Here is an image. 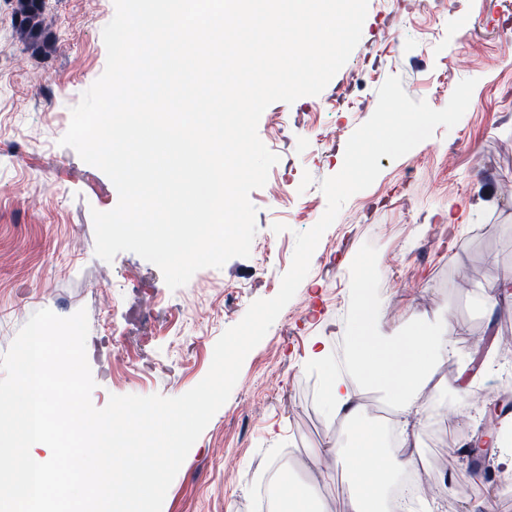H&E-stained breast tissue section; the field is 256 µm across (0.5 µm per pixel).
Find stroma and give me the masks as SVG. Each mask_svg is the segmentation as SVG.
<instances>
[{"label":"stroma","mask_w":512,"mask_h":512,"mask_svg":"<svg viewBox=\"0 0 512 512\" xmlns=\"http://www.w3.org/2000/svg\"><path fill=\"white\" fill-rule=\"evenodd\" d=\"M45 56L14 43L0 52V356L42 309H86L91 401L110 395L176 397L208 373L214 346L249 305L273 298L296 233L327 207L321 183L343 165L346 143L373 114L378 90L399 77L412 99L444 108L476 79L453 128L403 157H381L374 183L351 196L323 234L307 276L245 358L227 402L190 449L162 512H255L254 492L274 469L319 475L313 448L344 439L324 410L320 376L305 366L312 337L336 347L347 332L351 284L370 282L378 328L392 335L448 312L453 353L439 377L466 381L434 396L446 417L420 433L435 512H512V452L495 441L494 481L462 450L485 434L489 408L512 395V307L486 314L491 281L512 272V0H369L362 37L316 96L272 103L258 135L279 161L250 194L257 231L249 257L205 268L177 290L132 252L95 254L93 211L118 203L110 179L61 145L71 110L103 74V28L113 0H46ZM335 140H327L328 132ZM285 193L273 198L271 189Z\"/></svg>","instance_id":"stroma-1"}]
</instances>
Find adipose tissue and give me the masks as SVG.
<instances>
[{"label":"adipose tissue","instance_id":"obj_1","mask_svg":"<svg viewBox=\"0 0 512 512\" xmlns=\"http://www.w3.org/2000/svg\"><path fill=\"white\" fill-rule=\"evenodd\" d=\"M377 317L376 305L368 301L354 308L344 368H336L322 337L312 339L306 355L322 371L327 415L351 432L350 445L335 455L349 475L350 512H395L391 494L396 479L424 464L417 426L422 401L448 387L437 376L454 329L448 314L386 342L374 338ZM376 387L390 397L391 429L398 435L392 446L381 441L379 426L367 417L366 396ZM322 497V483L292 482L274 505L277 512H322Z\"/></svg>","mask_w":512,"mask_h":512}]
</instances>
